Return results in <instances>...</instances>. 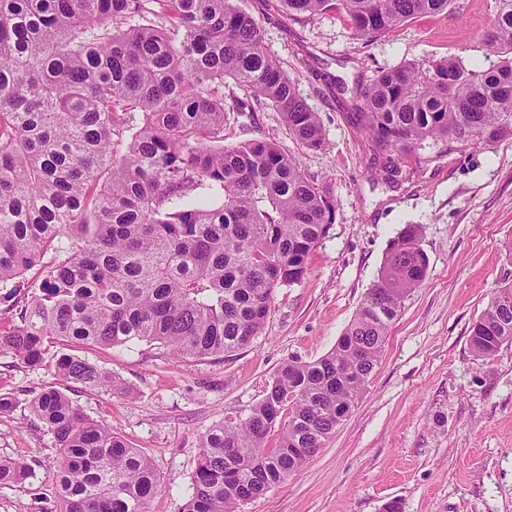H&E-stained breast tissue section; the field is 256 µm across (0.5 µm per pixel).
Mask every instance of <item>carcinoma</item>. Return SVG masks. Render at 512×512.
I'll list each match as a JSON object with an SVG mask.
<instances>
[{
	"mask_svg": "<svg viewBox=\"0 0 512 512\" xmlns=\"http://www.w3.org/2000/svg\"><path fill=\"white\" fill-rule=\"evenodd\" d=\"M288 16L346 15L358 40L448 11L454 0H279ZM486 69L458 56L384 69L355 85L352 114L387 182L429 139L477 148L512 131V0H496ZM280 112L302 147L323 144L317 113L233 0H0V300L16 319L0 350L26 365L56 342H157L177 358L232 352L260 335L275 291L302 282L332 203L271 140L224 146V84ZM221 198L209 204L199 190ZM420 225L384 266L326 355L290 360L246 416L214 425L182 512H239L284 483L358 404L406 295L425 279ZM37 269L35 282L25 278ZM475 353L512 344V283L471 327ZM57 373L112 378L62 353ZM31 411L52 435L45 512H149L151 459L46 388ZM27 467L0 458V487Z\"/></svg>",
	"mask_w": 512,
	"mask_h": 512,
	"instance_id": "1",
	"label": "carcinoma"
}]
</instances>
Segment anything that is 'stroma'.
<instances>
[{"label":"stroma","instance_id":"1","mask_svg":"<svg viewBox=\"0 0 512 512\" xmlns=\"http://www.w3.org/2000/svg\"><path fill=\"white\" fill-rule=\"evenodd\" d=\"M234 3L256 19L264 46L323 125L321 149L303 148L273 107L234 112L247 92L224 88L225 146L274 140L328 193L332 223L310 273L277 291L262 334L233 352L176 361L154 343L66 346L111 376V388L65 380L50 359L32 368L0 351V394L17 401L0 414V458L33 471L0 488V512H39L49 494L52 437L29 403L51 384L151 457L161 487L150 512H181L202 436L247 414L284 361L334 348L407 224L421 227L427 277L405 298L360 401L305 467L240 512H384L391 501L401 512H512V345L484 359L469 342L497 285L512 281V134L465 151L426 141L399 158L402 175L387 184L373 180L367 142L351 123L352 88L379 70L454 54L469 66L495 64L483 41L494 0H454L448 12L370 42L355 39L337 12L294 20L277 0Z\"/></svg>","mask_w":512,"mask_h":512}]
</instances>
